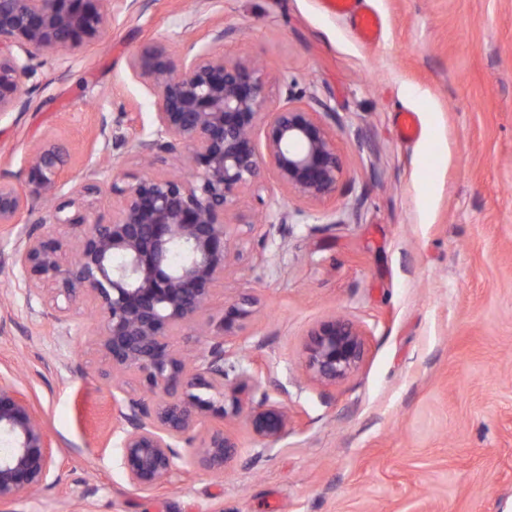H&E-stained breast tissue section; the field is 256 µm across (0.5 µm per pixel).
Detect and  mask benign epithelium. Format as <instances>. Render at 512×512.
<instances>
[{
  "instance_id": "benign-epithelium-1",
  "label": "benign epithelium",
  "mask_w": 512,
  "mask_h": 512,
  "mask_svg": "<svg viewBox=\"0 0 512 512\" xmlns=\"http://www.w3.org/2000/svg\"><path fill=\"white\" fill-rule=\"evenodd\" d=\"M136 0H0V117L28 105L23 79L42 56L61 60L99 40L112 23V3ZM225 30L193 43L174 59L162 43L144 47L130 60L133 76L156 95L150 129L129 135V113L102 117L104 150L133 152L149 162L179 146L189 152L195 178L143 176L112 187L120 204L112 220L93 217L101 194L91 180L71 189L30 228L20 232L12 264L28 297L50 284L63 303L59 322L71 320L75 303L92 306L101 319L94 343L109 361L112 378L135 377L154 398L124 394L115 399L122 426L120 462L128 484L151 492L173 475L199 463L220 471L237 447L224 432L201 438L198 459L186 458L180 443L210 416L245 415L253 439L271 447L288 434V413L260 392L255 370L232 360L226 338L241 329L249 311L224 308L216 337L193 358L172 337L201 323L218 281L233 257L234 242L253 229L239 216L243 195L259 185L270 166L288 194L310 203L331 198L343 174V159L326 119L336 118L323 102L292 95L271 109L266 81L253 66L213 50ZM265 123V152L253 137ZM70 154L47 140L32 146L23 162V185L0 179V224H18L31 203L57 198ZM56 224L70 237L48 231ZM178 263L171 262L174 253ZM365 332L355 322L332 317L309 333L306 365L311 376L334 383L351 375L365 354ZM259 401H254L255 396ZM0 501L42 487L53 462L52 441L25 395L0 376Z\"/></svg>"
}]
</instances>
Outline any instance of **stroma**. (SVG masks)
Wrapping results in <instances>:
<instances>
[{
	"label": "stroma",
	"instance_id": "stroma-1",
	"mask_svg": "<svg viewBox=\"0 0 512 512\" xmlns=\"http://www.w3.org/2000/svg\"><path fill=\"white\" fill-rule=\"evenodd\" d=\"M382 26L358 39L321 0H137L67 65L45 57L25 111L0 117V178L19 181L35 143L73 152L71 183L193 177L186 149L152 170L103 150L101 116L154 120L155 95L129 61L145 45L187 52L225 30L226 58L258 65L271 107L315 96L335 112L344 160L335 196L300 205L265 170L206 318L248 302L226 350L258 363L262 388L297 420L265 449L236 420L208 418L238 452L155 491L120 467L108 362L91 343L98 313L60 324L49 293L26 299L9 256L20 225L0 226V376L15 380L53 442L38 493L0 512H512V0H364ZM417 117L401 138L398 116ZM304 208L302 223L282 216ZM361 324L366 352L348 378L306 368L309 331L332 316Z\"/></svg>",
	"mask_w": 512,
	"mask_h": 512
}]
</instances>
